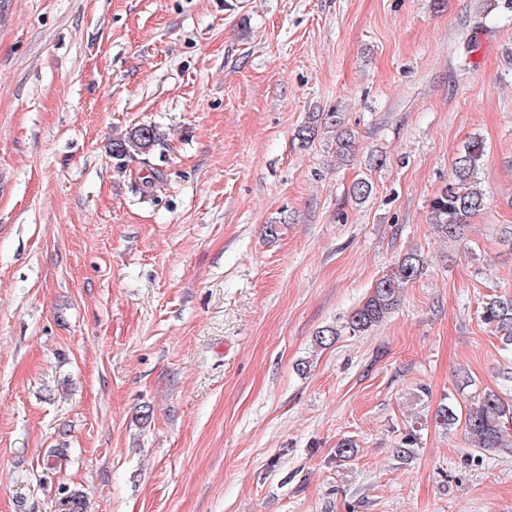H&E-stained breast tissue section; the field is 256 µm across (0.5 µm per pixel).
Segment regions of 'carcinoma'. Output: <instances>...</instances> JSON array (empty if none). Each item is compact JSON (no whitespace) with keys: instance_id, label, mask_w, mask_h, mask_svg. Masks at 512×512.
<instances>
[{"instance_id":"obj_1","label":"carcinoma","mask_w":512,"mask_h":512,"mask_svg":"<svg viewBox=\"0 0 512 512\" xmlns=\"http://www.w3.org/2000/svg\"><path fill=\"white\" fill-rule=\"evenodd\" d=\"M321 129L333 134L339 158L345 159L355 151V135L343 125L336 109L312 113L307 124L298 130V138L307 145L318 137ZM158 142L157 128L140 124L113 138L109 152L116 165L121 166L127 159L150 153ZM483 156L482 141L476 137L469 140L456 159L448 186L430 203L431 223L450 239L461 238L466 224L485 207V195L477 186L475 176ZM423 267L422 256L405 254L391 272L375 281L366 298L351 312L349 330L362 333L382 323L398 306L401 289L420 276ZM481 320L501 334L504 349L512 351V296L495 295L486 299ZM434 420L447 429L463 426L472 447L495 453L507 448L505 433L506 424L512 423V403L488 390L477 402L463 409L453 402L441 403Z\"/></svg>"}]
</instances>
